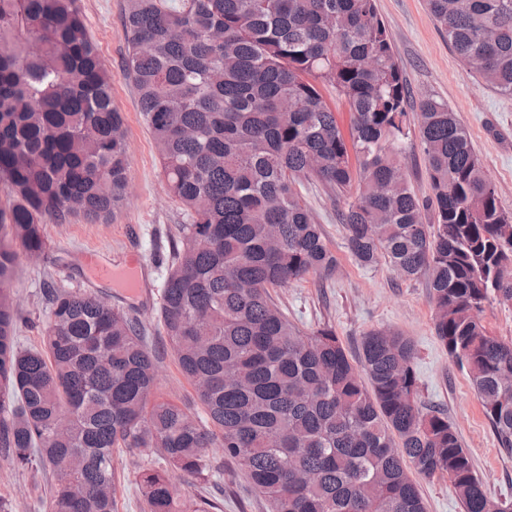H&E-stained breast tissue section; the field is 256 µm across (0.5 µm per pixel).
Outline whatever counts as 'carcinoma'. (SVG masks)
<instances>
[{
    "instance_id": "cac0c4a2",
    "label": "carcinoma",
    "mask_w": 512,
    "mask_h": 512,
    "mask_svg": "<svg viewBox=\"0 0 512 512\" xmlns=\"http://www.w3.org/2000/svg\"><path fill=\"white\" fill-rule=\"evenodd\" d=\"M464 68L512 96V0H429ZM126 77L179 226L159 321L209 423L151 398L140 320L53 289L43 348L16 342L20 256L43 225L105 220L127 201L123 119L77 0H0V451L57 473L49 512H114L112 453L156 450L147 512H184L168 471L202 475L224 449L269 512H427L416 477L445 476L464 512H503L448 417L424 407L417 350L372 329L357 360L331 327L305 331L270 289L337 259L297 186L337 196L362 266L424 277L434 332L512 449V342L485 303H512V214L448 103L419 102L432 196L409 182L410 90L376 0H126ZM351 113L350 138L319 85ZM432 211L434 222L423 221Z\"/></svg>"
}]
</instances>
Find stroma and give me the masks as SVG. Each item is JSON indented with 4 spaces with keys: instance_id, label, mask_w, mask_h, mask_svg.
Here are the masks:
<instances>
[{
    "instance_id": "1",
    "label": "stroma",
    "mask_w": 512,
    "mask_h": 512,
    "mask_svg": "<svg viewBox=\"0 0 512 512\" xmlns=\"http://www.w3.org/2000/svg\"><path fill=\"white\" fill-rule=\"evenodd\" d=\"M88 33L112 73V104L121 112L130 160L128 203L108 220L90 223L75 218L67 224H46L47 249L34 260L20 259L14 282L18 304V341L36 348L49 315L50 288L90 290L108 297L112 305L130 310L145 324L147 346L157 357V396L174 401L198 420L207 415L192 384L183 376L158 323L161 293L169 271V256L180 224L187 218L164 192L156 148L139 109L136 92L125 77L128 36L125 0H79ZM394 51L410 88L411 107L422 97L448 103L467 126L482 163L495 182L499 201L512 213V97L484 87L468 75L448 46L430 14L427 0H377ZM316 223L338 259L332 275H311L273 289L272 295L290 320L311 331L335 329L350 355H357L364 333L389 328L410 338L417 349L422 398L444 411L474 461L478 476L494 497L512 501V450L500 445L480 399L461 369L449 359L433 328V305L426 279L403 280L387 266H360L344 244L339 215L345 198L318 185L304 186ZM88 250L100 251L118 269H133L142 288L131 291L120 282L90 279L83 261ZM211 475L197 482L178 478L187 505L208 501L214 512H268L263 497L250 488L223 449L207 451ZM116 494L114 512H143L136 483L138 471L157 469L159 457L145 450L121 448L112 454ZM56 483L52 469L39 463L22 466L0 455V499L13 512H47L46 500Z\"/></svg>"
}]
</instances>
